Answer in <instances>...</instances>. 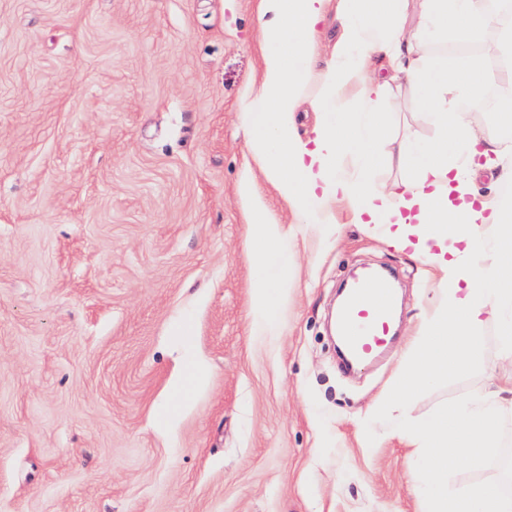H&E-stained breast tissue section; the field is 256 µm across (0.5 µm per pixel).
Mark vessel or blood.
<instances>
[{
    "label": "vessel or blood",
    "mask_w": 512,
    "mask_h": 512,
    "mask_svg": "<svg viewBox=\"0 0 512 512\" xmlns=\"http://www.w3.org/2000/svg\"><path fill=\"white\" fill-rule=\"evenodd\" d=\"M395 307L386 279L365 275L355 281L338 321L344 358L368 359L381 353L388 344Z\"/></svg>",
    "instance_id": "1"
}]
</instances>
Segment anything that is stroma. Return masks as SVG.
<instances>
[{
    "label": "stroma",
    "instance_id": "1",
    "mask_svg": "<svg viewBox=\"0 0 512 512\" xmlns=\"http://www.w3.org/2000/svg\"><path fill=\"white\" fill-rule=\"evenodd\" d=\"M259 0H0V512H418L406 432L365 421L441 299L439 272L354 224H299L252 160ZM504 25L430 46L492 67ZM398 139L436 129L406 83ZM283 228L280 332L252 326L247 212ZM395 271L402 313L378 361L329 332L343 279ZM207 368L173 427L179 318ZM480 373L393 418L512 386L496 325Z\"/></svg>",
    "mask_w": 512,
    "mask_h": 512
}]
</instances>
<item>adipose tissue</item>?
I'll list each match as a JSON object with an SVG mask.
<instances>
[{
  "instance_id": "adipose-tissue-1",
  "label": "adipose tissue",
  "mask_w": 512,
  "mask_h": 512,
  "mask_svg": "<svg viewBox=\"0 0 512 512\" xmlns=\"http://www.w3.org/2000/svg\"><path fill=\"white\" fill-rule=\"evenodd\" d=\"M343 17L336 49L321 73L323 94L312 106L318 121L310 140L293 123L314 73L311 47L329 7ZM262 70L249 95L244 132L249 153L288 201L301 223L329 224L336 205H348L354 223L379 224L385 242L436 267L442 274L439 306L424 316L421 336L398 370L392 392L406 397L428 382L468 367L475 330L496 321L501 352L512 361V227L502 201L473 188L485 172L512 182V168L497 169L495 138L467 121L483 104L492 74L470 64L452 67L428 44L449 32H476L494 15L486 0H260ZM417 14L416 29L407 25ZM389 74L379 81L376 61ZM406 80L429 110L436 135L406 143L392 134L378 103L389 82ZM356 91L347 104L346 88ZM397 163L408 178L388 187L376 169ZM253 309L263 330L274 314L286 265L274 248L279 238L262 209H254Z\"/></svg>"
}]
</instances>
